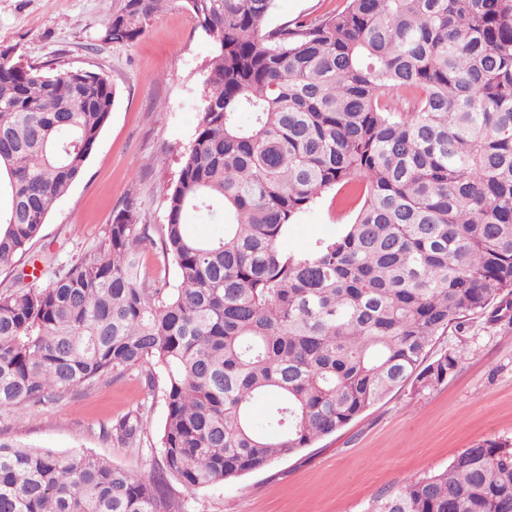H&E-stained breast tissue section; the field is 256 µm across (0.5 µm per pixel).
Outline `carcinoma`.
<instances>
[{"instance_id": "cac0c4a2", "label": "carcinoma", "mask_w": 512, "mask_h": 512, "mask_svg": "<svg viewBox=\"0 0 512 512\" xmlns=\"http://www.w3.org/2000/svg\"><path fill=\"white\" fill-rule=\"evenodd\" d=\"M177 2L215 51L166 194L176 282L144 279L150 225L128 205L103 249L0 295V408L150 364L164 375L162 465L145 478L0 434V512H185L169 478L223 486L396 389L431 391L465 360L431 355L435 340L512 307V0H345L272 29L274 0H119L102 41H136ZM114 100L99 73L0 61V268L82 174ZM332 191L358 202L352 221L283 249ZM191 212L223 231L190 236ZM264 402L271 428L253 415ZM141 430L128 414L107 434ZM368 512H512V444L481 440Z\"/></svg>"}]
</instances>
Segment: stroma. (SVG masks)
Listing matches in <instances>:
<instances>
[{
    "label": "stroma",
    "mask_w": 512,
    "mask_h": 512,
    "mask_svg": "<svg viewBox=\"0 0 512 512\" xmlns=\"http://www.w3.org/2000/svg\"><path fill=\"white\" fill-rule=\"evenodd\" d=\"M114 0H0V46L27 64L63 62L106 75L115 89L109 120L81 176L57 201L31 252L34 262L0 271V294L44 288L103 244L113 216L134 205L153 242L142 263L154 279L175 281L157 258L166 190L191 146L202 103L210 38L191 13L166 6L129 45L99 37ZM343 0H274L265 25L310 21ZM348 216L325 195L293 224L287 245L304 249L339 232ZM466 358L457 373L422 395L393 391L336 433L295 456L224 486L184 492L187 512H366L372 500L409 478L445 468L486 438L512 440V311L449 330L436 349ZM163 383L147 390L140 370L115 373L43 406L0 409V432L57 452H92L140 476L161 465ZM139 412V438L121 444L106 426Z\"/></svg>",
    "instance_id": "35a3bbf8"
}]
</instances>
